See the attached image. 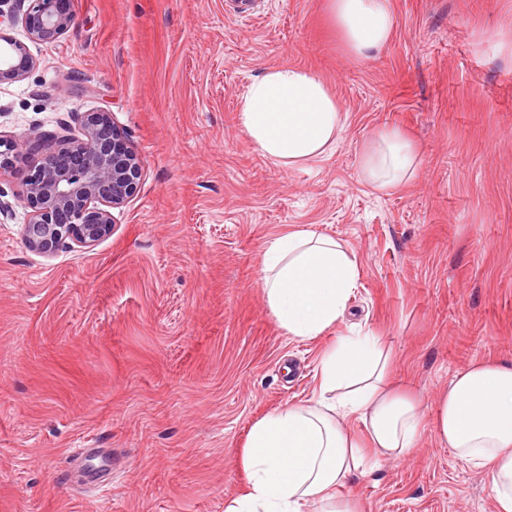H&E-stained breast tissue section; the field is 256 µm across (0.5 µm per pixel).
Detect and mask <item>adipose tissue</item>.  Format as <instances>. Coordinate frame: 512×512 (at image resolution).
<instances>
[{
	"label": "adipose tissue",
	"instance_id": "obj_1",
	"mask_svg": "<svg viewBox=\"0 0 512 512\" xmlns=\"http://www.w3.org/2000/svg\"><path fill=\"white\" fill-rule=\"evenodd\" d=\"M346 54L357 61L387 45L392 0H328ZM347 122L339 100L312 71L279 66L246 88L239 124L256 148L283 167L318 161ZM417 155L398 130L374 134L361 156L365 183L385 191L410 179ZM266 304L287 335L314 339L342 320L358 267L336 238L297 229L274 237L262 259ZM387 357L374 336L342 338L320 360V392L306 405L286 404L250 428L243 466L249 487L225 512H359L339 495L370 460L402 459L422 431L418 400L384 382ZM363 425L354 436L351 420ZM437 441L473 469L488 472L495 512H512V365L476 362L440 395Z\"/></svg>",
	"mask_w": 512,
	"mask_h": 512
}]
</instances>
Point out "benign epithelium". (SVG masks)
Instances as JSON below:
<instances>
[{"label": "benign epithelium", "instance_id": "obj_1", "mask_svg": "<svg viewBox=\"0 0 512 512\" xmlns=\"http://www.w3.org/2000/svg\"><path fill=\"white\" fill-rule=\"evenodd\" d=\"M17 20L31 39L52 43L69 31L75 16L67 0H0V25ZM35 67L24 45L0 38V83L23 81ZM75 120L80 136L59 142L0 135V171L13 168L23 155L36 157L25 178L23 199L30 217L21 227V240L47 256L108 237L112 210L137 193L142 177V160L131 137L111 113L79 112Z\"/></svg>", "mask_w": 512, "mask_h": 512}]
</instances>
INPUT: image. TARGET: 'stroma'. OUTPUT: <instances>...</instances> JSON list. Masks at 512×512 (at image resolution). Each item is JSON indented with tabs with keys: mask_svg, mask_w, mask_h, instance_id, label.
<instances>
[{
	"mask_svg": "<svg viewBox=\"0 0 512 512\" xmlns=\"http://www.w3.org/2000/svg\"><path fill=\"white\" fill-rule=\"evenodd\" d=\"M55 43L5 32L37 67L0 83V133H72L102 109L143 160L138 193L95 246L27 249L29 161L0 176V512H225L246 488L251 425L319 386L322 353L379 336L425 429L408 459L352 474L360 512H495L489 477L431 429L438 394L477 361L512 365V0H393L390 42L345 53L327 0H70ZM315 73L348 114L322 160L284 168L240 127L249 83ZM401 130L417 177H361L375 132ZM290 229L342 241L359 278L326 335L286 336L260 261ZM100 449L108 483L76 477Z\"/></svg>",
	"mask_w": 512,
	"mask_h": 512,
	"instance_id": "obj_1",
	"label": "stroma"
}]
</instances>
